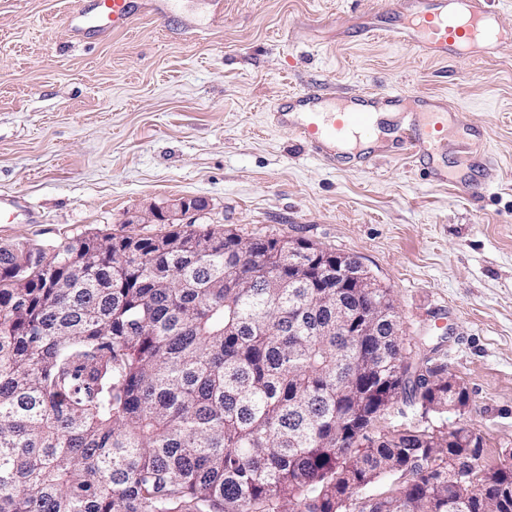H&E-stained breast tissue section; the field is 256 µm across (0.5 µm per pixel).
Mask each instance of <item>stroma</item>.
I'll list each match as a JSON object with an SVG mask.
<instances>
[{"instance_id":"1","label":"stroma","mask_w":512,"mask_h":512,"mask_svg":"<svg viewBox=\"0 0 512 512\" xmlns=\"http://www.w3.org/2000/svg\"><path fill=\"white\" fill-rule=\"evenodd\" d=\"M76 0H0V244L169 232L134 224L198 197L182 224L305 240L357 258L389 288L404 355L435 351L465 408L398 401L374 433L479 438L482 469L512 457V41L447 62L359 32L377 0H137L125 32L79 41ZM341 99L395 88L454 108L443 169L488 155L478 187L435 185L381 141L370 162L325 165L271 114L292 92Z\"/></svg>"}]
</instances>
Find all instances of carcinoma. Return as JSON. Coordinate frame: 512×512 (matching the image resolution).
Listing matches in <instances>:
<instances>
[{"label": "carcinoma", "mask_w": 512, "mask_h": 512, "mask_svg": "<svg viewBox=\"0 0 512 512\" xmlns=\"http://www.w3.org/2000/svg\"><path fill=\"white\" fill-rule=\"evenodd\" d=\"M196 234L0 247V512H347L383 475L402 488L371 495L370 512H481L448 503V456L478 442L470 430L367 435L401 398L457 404L453 376L386 336L360 379L368 402L340 397L357 350L319 333L336 289L266 287L288 279L274 237L246 259L241 236ZM487 479L512 506V462Z\"/></svg>", "instance_id": "1"}]
</instances>
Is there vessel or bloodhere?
I'll return each instance as SVG.
<instances>
[{
  "instance_id": "obj_1",
  "label": "vessel or blood",
  "mask_w": 512,
  "mask_h": 512,
  "mask_svg": "<svg viewBox=\"0 0 512 512\" xmlns=\"http://www.w3.org/2000/svg\"><path fill=\"white\" fill-rule=\"evenodd\" d=\"M381 12L393 17L389 32L398 43L435 60L512 39V21L503 16L495 0H386ZM133 17V0H97L92 7L76 0L66 22L77 36L96 38L128 30ZM405 102L397 91L373 92L340 103L317 90L293 92L279 105L277 122L288 127L314 156L332 164L338 144L368 134L376 114L401 110ZM417 103L420 119L401 132L398 149L433 181L448 182L447 172L432 164L446 139L448 104L437 96L419 97Z\"/></svg>"
}]
</instances>
